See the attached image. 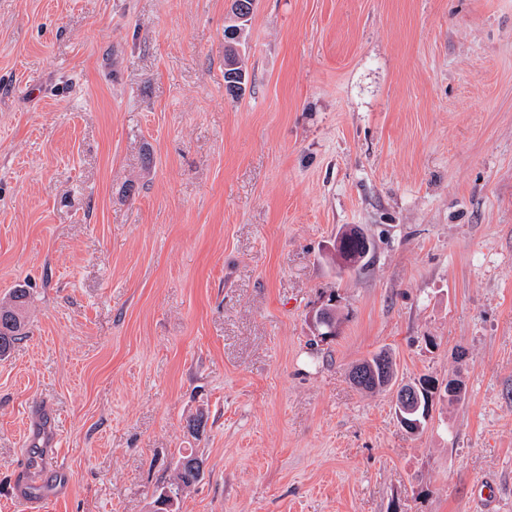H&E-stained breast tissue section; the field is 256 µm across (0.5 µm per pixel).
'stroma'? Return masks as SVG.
<instances>
[{"label": "stroma", "mask_w": 512, "mask_h": 512, "mask_svg": "<svg viewBox=\"0 0 512 512\" xmlns=\"http://www.w3.org/2000/svg\"><path fill=\"white\" fill-rule=\"evenodd\" d=\"M230 6L0 0V512H512V0ZM348 228H342L336 234V238H342L346 240V244L341 248L340 251L336 254V250H339L340 240L336 241V250L333 247L334 258L333 261L336 262V266L338 267L341 273L353 269L358 264H360L364 258L368 254V246L367 242L363 236H361L357 231ZM356 232L358 237L357 241L352 239V236L349 235V232ZM28 298L29 295L24 288H15L9 301L0 305V358L26 334ZM375 374L371 378V381L359 387L363 390H376L389 386L394 378V368L392 359L384 352L373 356L369 360H365L355 365L349 371V378L355 384L354 375L359 371L374 372ZM356 385V384H355ZM419 382L422 386V390L419 383H416L413 385H408L399 394L397 393L396 396V402L402 409L411 408L417 401L419 397V391L421 390L420 405L418 409L413 413L403 415V418L401 419L398 416L397 408L395 406V414L398 421H400L401 424L404 422L412 423L418 429H420L421 426L426 422V418L428 417L429 413V403L432 400L433 394L435 393L434 390L436 389L435 385L431 383L433 382L432 379L428 377H423V379H421ZM193 461L194 466L183 465V461ZM202 462L193 453L181 455L175 467V476L173 481L167 486L160 488L157 498L154 500L156 512H174L173 507L181 496L184 489L196 484L202 475Z\"/></svg>", "instance_id": "obj_1"}]
</instances>
